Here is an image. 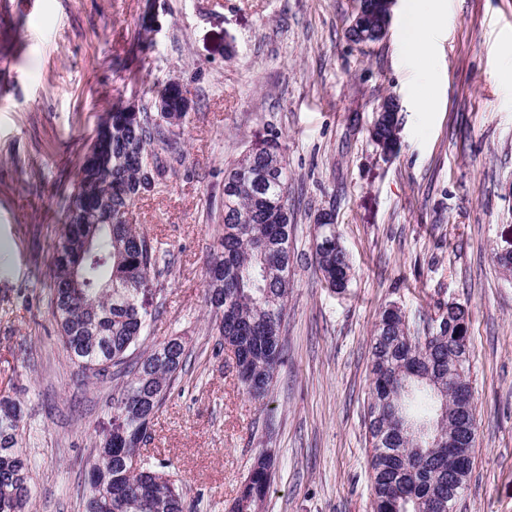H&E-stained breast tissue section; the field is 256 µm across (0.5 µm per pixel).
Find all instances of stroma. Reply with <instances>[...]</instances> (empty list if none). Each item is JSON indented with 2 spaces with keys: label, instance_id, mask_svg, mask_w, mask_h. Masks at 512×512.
<instances>
[{
  "label": "stroma",
  "instance_id": "stroma-1",
  "mask_svg": "<svg viewBox=\"0 0 512 512\" xmlns=\"http://www.w3.org/2000/svg\"><path fill=\"white\" fill-rule=\"evenodd\" d=\"M409 0L387 36L349 41L355 0H0V390L28 412L27 512H82L113 382L68 360L48 307L65 198L99 116L180 78L193 100L177 176L132 221L171 254L165 306L144 346L182 337L191 362L154 421L148 454L169 460L203 512H225L260 452L275 458L263 512H372L369 345L388 304L424 334L439 306L467 305L478 430L462 512H512V0H440L427 68L401 48ZM159 28L137 52L146 8ZM428 89L432 109L413 99ZM399 103L397 149L368 128ZM278 139L288 157L297 259L285 357L266 402L238 387L204 305L222 232L224 171ZM334 213L354 277L325 288L312 258Z\"/></svg>",
  "mask_w": 512,
  "mask_h": 512
}]
</instances>
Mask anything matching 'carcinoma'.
Wrapping results in <instances>:
<instances>
[{
	"mask_svg": "<svg viewBox=\"0 0 512 512\" xmlns=\"http://www.w3.org/2000/svg\"><path fill=\"white\" fill-rule=\"evenodd\" d=\"M155 94L171 108L181 92L166 82ZM125 101L112 104V135L99 166L75 185L54 245L48 305L68 358L89 379H112L107 402L112 429L89 463L84 512H200L186 500L178 474L164 460L143 461L138 445L152 440L154 420L190 362L186 343L173 338L131 359L149 335L165 298L170 251L131 222L133 208L177 174L176 138L169 113L142 105L140 122L124 119ZM395 113L382 116L371 140L396 138ZM265 150L250 152L224 172V230L206 271L205 304L218 336L215 356L231 350L243 390L262 401L272 389L285 348L283 322L294 262L288 166L263 188L242 183L237 169L264 167ZM87 205L76 208L75 192ZM313 257L327 288L343 293L352 277L336 224H315ZM469 312L445 305L437 327L411 334L404 312L386 306L370 339L368 402L373 512H457V485L473 469L477 427L468 340L458 336ZM26 422L19 401L0 397V512H25L30 488ZM265 452L254 459L229 512H257L270 484Z\"/></svg>",
	"mask_w": 512,
	"mask_h": 512,
	"instance_id": "obj_1",
	"label": "carcinoma"
}]
</instances>
